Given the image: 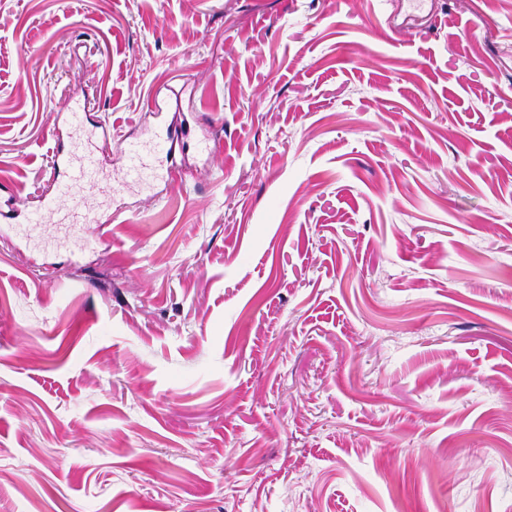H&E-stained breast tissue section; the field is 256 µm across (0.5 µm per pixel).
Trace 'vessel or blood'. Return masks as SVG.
Returning <instances> with one entry per match:
<instances>
[{"label":"vessel or blood","instance_id":"vessel-or-blood-1","mask_svg":"<svg viewBox=\"0 0 512 512\" xmlns=\"http://www.w3.org/2000/svg\"><path fill=\"white\" fill-rule=\"evenodd\" d=\"M65 121L70 127L76 147L72 151L56 149L53 157V193L45 197L41 206L27 209L21 205L19 190H12L7 199L0 200V221L19 218L32 226L53 224L56 231L76 237L84 233L87 225L98 223L96 207L82 210L69 208L68 200L77 190H88L94 197L108 198L112 192V176L106 173L101 159L104 146L111 144L109 124H88L87 114L81 106L64 104ZM184 130L169 129L157 142L154 150L147 151L135 144L120 143L125 164L120 171L121 180L130 186H149L155 177L156 156L172 159L175 148L184 137Z\"/></svg>","mask_w":512,"mask_h":512}]
</instances>
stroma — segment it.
<instances>
[{
	"label": "stroma",
	"instance_id": "obj_1",
	"mask_svg": "<svg viewBox=\"0 0 512 512\" xmlns=\"http://www.w3.org/2000/svg\"><path fill=\"white\" fill-rule=\"evenodd\" d=\"M425 8L0 0L25 207L64 102L189 129L106 234L0 231V512H512V0Z\"/></svg>",
	"mask_w": 512,
	"mask_h": 512
}]
</instances>
